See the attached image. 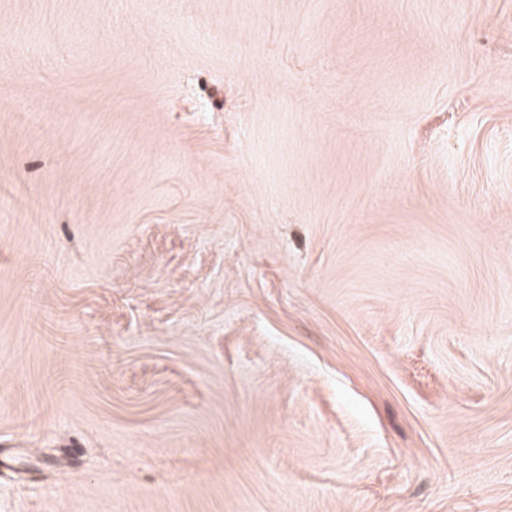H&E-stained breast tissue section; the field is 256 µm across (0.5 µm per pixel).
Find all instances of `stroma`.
I'll list each match as a JSON object with an SVG mask.
<instances>
[{"label":"stroma","mask_w":512,"mask_h":512,"mask_svg":"<svg viewBox=\"0 0 512 512\" xmlns=\"http://www.w3.org/2000/svg\"><path fill=\"white\" fill-rule=\"evenodd\" d=\"M0 512H512V0H0Z\"/></svg>","instance_id":"35a3bbf8"}]
</instances>
